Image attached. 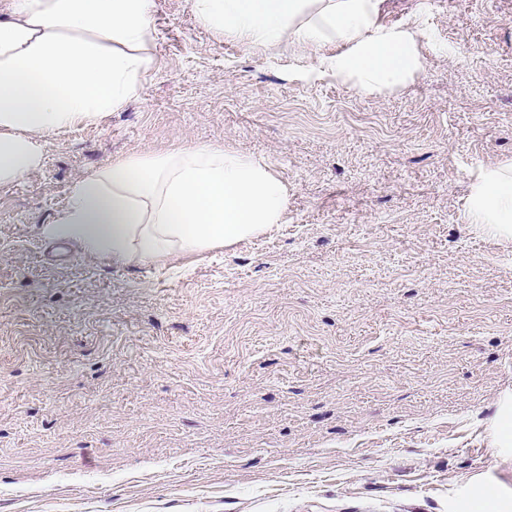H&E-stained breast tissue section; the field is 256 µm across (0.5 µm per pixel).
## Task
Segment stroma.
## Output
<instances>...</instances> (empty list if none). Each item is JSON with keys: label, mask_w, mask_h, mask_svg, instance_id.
I'll list each match as a JSON object with an SVG mask.
<instances>
[{"label": "stroma", "mask_w": 512, "mask_h": 512, "mask_svg": "<svg viewBox=\"0 0 512 512\" xmlns=\"http://www.w3.org/2000/svg\"><path fill=\"white\" fill-rule=\"evenodd\" d=\"M158 66L0 184V512H464L512 502V240L467 222L512 158V0H385L423 70L364 96L155 0ZM221 142L282 224L115 266L40 233L113 159ZM494 425L500 447H512V403L510 399L497 414Z\"/></svg>", "instance_id": "35a3bbf8"}]
</instances>
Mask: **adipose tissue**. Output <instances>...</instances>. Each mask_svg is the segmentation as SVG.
<instances>
[{"label": "adipose tissue", "instance_id": "1", "mask_svg": "<svg viewBox=\"0 0 512 512\" xmlns=\"http://www.w3.org/2000/svg\"><path fill=\"white\" fill-rule=\"evenodd\" d=\"M383 0H192L199 21L258 48L288 41L318 73L365 94L424 67L419 30L380 24ZM154 0H11L0 17V184L42 162L45 136L99 122L141 96L158 61ZM286 187L252 157L191 144L115 159L76 179L41 233L118 265L201 255L280 222ZM468 221L512 238V159L487 168Z\"/></svg>", "mask_w": 512, "mask_h": 512}]
</instances>
